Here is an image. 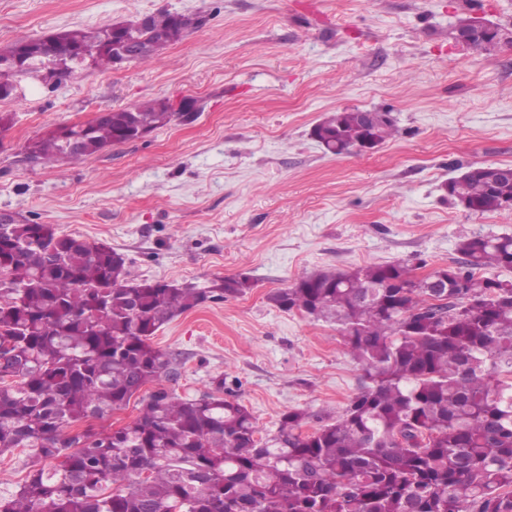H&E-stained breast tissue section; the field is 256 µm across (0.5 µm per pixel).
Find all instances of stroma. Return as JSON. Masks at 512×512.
<instances>
[{
	"label": "stroma",
	"mask_w": 512,
	"mask_h": 512,
	"mask_svg": "<svg viewBox=\"0 0 512 512\" xmlns=\"http://www.w3.org/2000/svg\"><path fill=\"white\" fill-rule=\"evenodd\" d=\"M166 9L201 24L148 63L0 100V213L53 225L127 257L136 279L248 274L244 296L180 315L153 344L182 355L170 389L224 380L263 432L291 409L335 419L362 373L336 326L269 300L325 269L455 265L461 239L512 235V210L472 212L445 185L471 164L512 165V44L457 42L458 17L512 32V0H0V49L22 36L102 28ZM203 110L84 160L26 159L48 128L157 99ZM389 113L370 154L324 152L330 112Z\"/></svg>",
	"instance_id": "stroma-1"
}]
</instances>
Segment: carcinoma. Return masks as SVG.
<instances>
[{
  "label": "carcinoma",
  "mask_w": 512,
  "mask_h": 512,
  "mask_svg": "<svg viewBox=\"0 0 512 512\" xmlns=\"http://www.w3.org/2000/svg\"><path fill=\"white\" fill-rule=\"evenodd\" d=\"M458 19L456 39L491 54L496 35ZM199 19L158 11L136 40L154 59ZM109 28L69 29L52 51L63 68L115 66ZM92 50L76 61L71 53ZM0 64V100L17 79L38 76L44 45L17 39ZM202 107L154 100L131 110L59 125L30 141L38 161H73L132 142L140 131L191 123ZM334 155L397 129L388 118L365 127L356 112H330L314 127ZM448 196L473 212L504 209L512 181L473 164L449 181ZM464 256L439 270L448 287H416L401 263L318 271L269 300L336 324L363 373L358 392L332 423L304 430L312 414L292 409L276 431L261 429L246 406L221 396L224 378L198 397L162 381L178 357L153 345L176 317L245 294L244 273L186 283L137 281L124 254L59 234L50 224L0 223V455L30 448L36 461L0 512H512V281L485 276L512 270V235L462 239ZM148 384L139 414L119 428L64 430L128 405Z\"/></svg>",
  "instance_id": "carcinoma-1"
}]
</instances>
